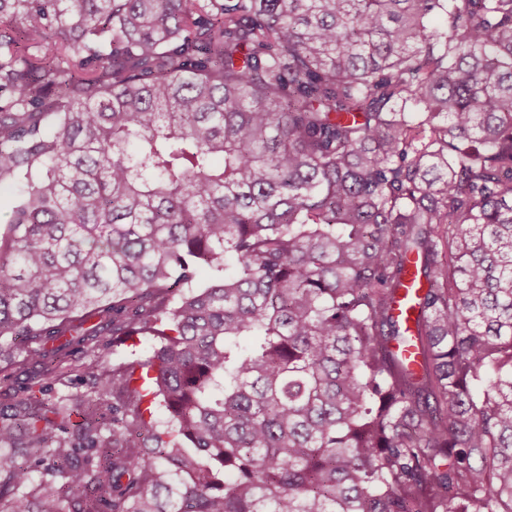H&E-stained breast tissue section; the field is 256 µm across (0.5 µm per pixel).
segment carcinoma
<instances>
[{"instance_id":"obj_1","label":"carcinoma","mask_w":512,"mask_h":512,"mask_svg":"<svg viewBox=\"0 0 512 512\" xmlns=\"http://www.w3.org/2000/svg\"><path fill=\"white\" fill-rule=\"evenodd\" d=\"M4 88L0 512H512V0H0ZM132 341H128L126 345L112 346V336H104L100 342V346L83 356L80 363H99L104 361L108 366L123 374L133 362L137 359L144 358L150 353V344L144 340L136 346H130Z\"/></svg>"}]
</instances>
